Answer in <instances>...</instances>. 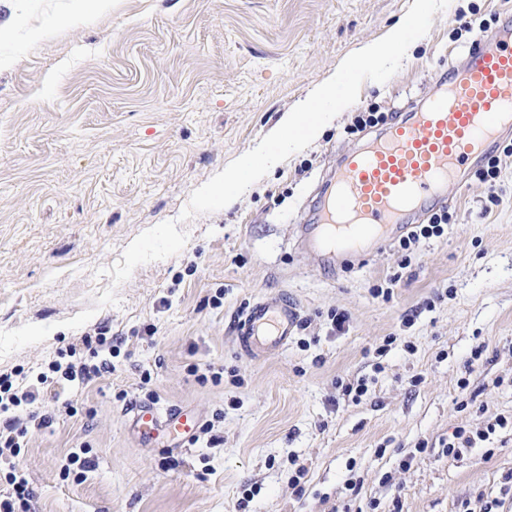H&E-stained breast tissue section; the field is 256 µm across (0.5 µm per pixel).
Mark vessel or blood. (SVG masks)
Instances as JSON below:
<instances>
[{
	"instance_id": "1",
	"label": "vessel or blood",
	"mask_w": 512,
	"mask_h": 512,
	"mask_svg": "<svg viewBox=\"0 0 512 512\" xmlns=\"http://www.w3.org/2000/svg\"><path fill=\"white\" fill-rule=\"evenodd\" d=\"M512 129V22L477 36L461 67L438 76L429 96L345 153L325 184L312 223L302 225L307 250L328 267L356 248L379 249L419 220L447 207L448 186L481 162ZM297 307L280 295L250 304L240 347L255 356L286 348L299 328ZM196 416L132 408L142 439L180 440L194 433Z\"/></svg>"
}]
</instances>
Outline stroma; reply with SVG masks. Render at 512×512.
Segmentation results:
<instances>
[{"label": "stroma", "mask_w": 512, "mask_h": 512, "mask_svg": "<svg viewBox=\"0 0 512 512\" xmlns=\"http://www.w3.org/2000/svg\"><path fill=\"white\" fill-rule=\"evenodd\" d=\"M412 2L0 0V330L51 329L0 371L35 387L69 349L85 356V336L122 340L110 374L62 389L76 416L28 429L20 464L38 512H512V424L495 425L512 421V154L495 180L450 185L447 231L409 251L324 267L298 244L317 185L365 138L349 131L356 116L410 110L512 0H450L389 81L364 82L308 148L184 223L179 254L116 287L96 274ZM393 275L391 299L374 296ZM110 286L118 304L95 307ZM280 293L300 308L297 333L245 353L241 314ZM360 380L367 393L346 395ZM139 402L193 411L207 430L179 448L141 442ZM459 430L476 442L454 457ZM83 446L94 468L62 478Z\"/></svg>", "instance_id": "stroma-1"}]
</instances>
